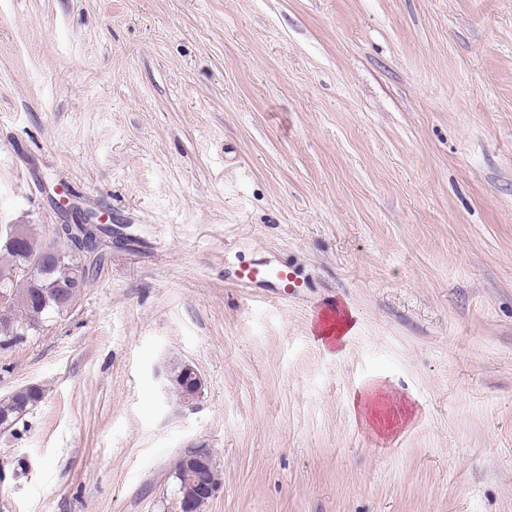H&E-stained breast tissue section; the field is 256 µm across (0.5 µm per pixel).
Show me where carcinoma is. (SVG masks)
Returning a JSON list of instances; mask_svg holds the SVG:
<instances>
[{
	"instance_id": "obj_1",
	"label": "carcinoma",
	"mask_w": 512,
	"mask_h": 512,
	"mask_svg": "<svg viewBox=\"0 0 512 512\" xmlns=\"http://www.w3.org/2000/svg\"><path fill=\"white\" fill-rule=\"evenodd\" d=\"M19 229L23 238L18 248L13 251L0 249V292L5 290L17 295L25 292L37 293L33 303L21 306L27 318L26 325L32 327L49 313L59 314L66 311L60 292L80 273L81 257L65 247L60 249L54 245L41 244L32 228L25 224L19 225ZM57 250L62 252L61 258L47 267L36 282L23 278L21 274L12 276L13 271L29 264L34 258ZM42 396L40 388L34 392L20 388L0 399V427L11 429L16 426L30 408L41 401Z\"/></svg>"
}]
</instances>
